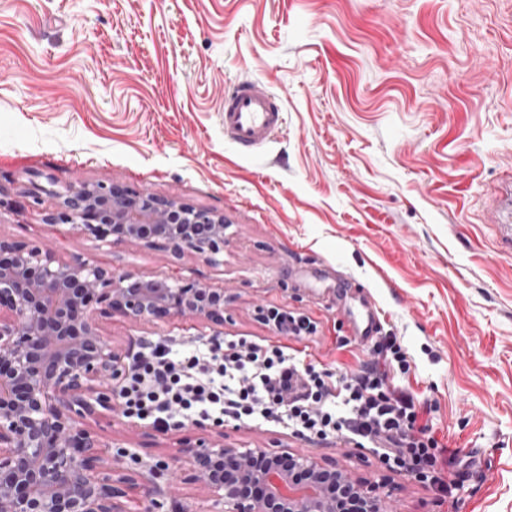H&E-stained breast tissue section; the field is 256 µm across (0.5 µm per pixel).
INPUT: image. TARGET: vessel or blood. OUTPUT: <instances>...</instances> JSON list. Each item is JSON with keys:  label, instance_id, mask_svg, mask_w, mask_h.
Returning <instances> with one entry per match:
<instances>
[{"label": "vessel or blood", "instance_id": "b4317fda", "mask_svg": "<svg viewBox=\"0 0 512 512\" xmlns=\"http://www.w3.org/2000/svg\"><path fill=\"white\" fill-rule=\"evenodd\" d=\"M285 123L284 111L274 94L256 81L236 83L224 95V135L242 155L267 145ZM495 224L512 222V181L503 185L488 210ZM380 318L376 309H369L362 319L351 322L354 340L362 342L378 332Z\"/></svg>", "mask_w": 512, "mask_h": 512}]
</instances>
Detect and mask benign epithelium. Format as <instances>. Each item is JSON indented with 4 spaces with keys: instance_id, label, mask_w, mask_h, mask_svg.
<instances>
[{
    "instance_id": "obj_1",
    "label": "benign epithelium",
    "mask_w": 512,
    "mask_h": 512,
    "mask_svg": "<svg viewBox=\"0 0 512 512\" xmlns=\"http://www.w3.org/2000/svg\"><path fill=\"white\" fill-rule=\"evenodd\" d=\"M42 191L57 199L49 224L224 264L220 213L116 183L59 189L50 178ZM114 315L141 326L195 320L219 342L224 289L0 239V512H129L122 499L139 488L137 473L97 453L89 426L124 414L127 355L102 327ZM176 460L224 512H384L379 487L301 451L228 446L222 431L182 440Z\"/></svg>"
}]
</instances>
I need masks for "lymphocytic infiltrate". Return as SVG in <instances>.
Segmentation results:
<instances>
[{
    "label": "lymphocytic infiltrate",
    "mask_w": 512,
    "mask_h": 512,
    "mask_svg": "<svg viewBox=\"0 0 512 512\" xmlns=\"http://www.w3.org/2000/svg\"><path fill=\"white\" fill-rule=\"evenodd\" d=\"M410 370L408 354L393 336L352 374L244 339L192 348L165 340L134 355L122 402L126 417L161 428L212 417L283 423L309 439L344 437L425 481L443 446L422 422L430 407L396 383Z\"/></svg>",
    "instance_id": "lymphocytic-infiltrate-1"
}]
</instances>
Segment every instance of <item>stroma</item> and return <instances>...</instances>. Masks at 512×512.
I'll return each mask as SVG.
<instances>
[{"mask_svg": "<svg viewBox=\"0 0 512 512\" xmlns=\"http://www.w3.org/2000/svg\"><path fill=\"white\" fill-rule=\"evenodd\" d=\"M261 81L284 105L278 138L242 157L224 136V91ZM512 177V0H0V238L43 241L115 272L223 289L225 338L290 348L344 371L363 301L385 318L463 468L452 496L370 449L305 440L285 425L224 423L227 443L294 448L381 485L388 512H512V254L486 205ZM58 185L119 183L223 214L224 263L172 260L46 224ZM314 320L304 339L261 319ZM114 345L208 341L202 325L107 320ZM195 423L162 435L121 418L105 456L133 454L159 512H214L174 490L171 462Z\"/></svg>", "mask_w": 512, "mask_h": 512, "instance_id": "obj_1", "label": "stroma"}]
</instances>
